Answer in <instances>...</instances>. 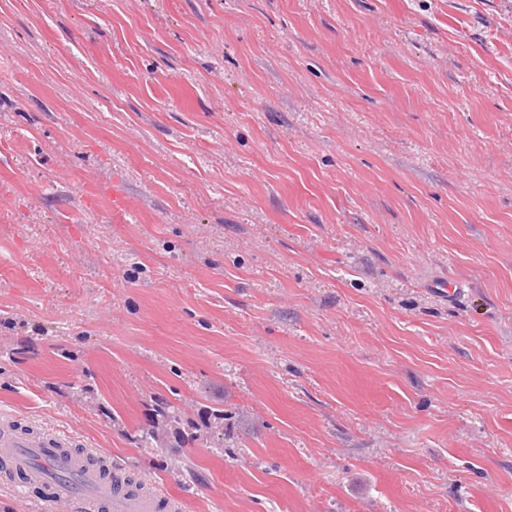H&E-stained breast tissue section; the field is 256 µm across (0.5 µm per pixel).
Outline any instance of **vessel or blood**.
I'll use <instances>...</instances> for the list:
<instances>
[{
	"label": "vessel or blood",
	"mask_w": 512,
	"mask_h": 512,
	"mask_svg": "<svg viewBox=\"0 0 512 512\" xmlns=\"http://www.w3.org/2000/svg\"><path fill=\"white\" fill-rule=\"evenodd\" d=\"M0 480L22 476L24 484L47 482L53 469L67 476L52 484L53 512H166L168 504L156 491L137 492L127 487L120 474L105 480L86 468L81 455L71 452L65 435L51 436L22 430L8 421L0 422Z\"/></svg>",
	"instance_id": "b4317fda"
}]
</instances>
